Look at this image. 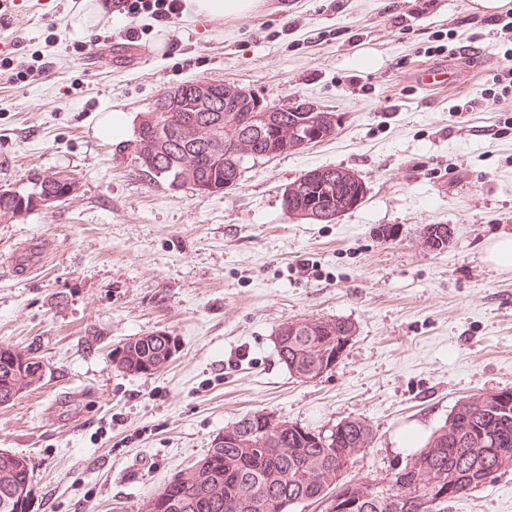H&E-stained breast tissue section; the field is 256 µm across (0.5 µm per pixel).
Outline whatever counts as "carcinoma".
<instances>
[{
	"label": "carcinoma",
	"mask_w": 512,
	"mask_h": 512,
	"mask_svg": "<svg viewBox=\"0 0 512 512\" xmlns=\"http://www.w3.org/2000/svg\"><path fill=\"white\" fill-rule=\"evenodd\" d=\"M183 84L180 104L168 112L163 128L147 130L136 137L138 175L150 184L164 181L172 186L189 170L206 193L222 192L239 185L248 160L272 158L290 149L299 130L313 133L317 143L335 133L333 112L305 111L306 103L293 109L260 112L247 120L244 101L215 98L203 106L195 102L193 87ZM200 130V137L187 141L182 128ZM224 144H211L217 129ZM70 176L58 173L36 177V192L42 197L66 193ZM365 185L355 173L340 167L310 169L284 189L282 205L291 219L305 220L316 213L320 222L331 223L358 207ZM21 200L9 188L0 190V217L14 211ZM446 224L423 227V242L444 244ZM355 324L345 318L288 319L278 326L275 348L288 372L302 382L314 380L336 352L356 335ZM143 349L129 350L115 362L125 373L145 374L163 370L169 359L164 342L138 337ZM0 347V405L16 398L18 355ZM338 433L322 432L298 423L274 435L257 434L258 413L245 416L224 428L193 470L171 480L159 492L136 503L133 512H291L303 502L321 503L331 491L344 488L353 508L349 512H403L417 488L433 490L446 484L459 494L477 491L512 468V397L504 392L476 393L457 400L448 421L437 429L409 462L391 473L387 495L376 484L345 479L355 456L374 439L371 424L349 417L336 424ZM31 464L24 456L0 449V512L31 508Z\"/></svg>",
	"instance_id": "cac0c4a2"
}]
</instances>
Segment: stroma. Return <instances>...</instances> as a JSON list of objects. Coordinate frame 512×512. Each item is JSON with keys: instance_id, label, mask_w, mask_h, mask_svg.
Wrapping results in <instances>:
<instances>
[{"instance_id": "35a3bbf8", "label": "stroma", "mask_w": 512, "mask_h": 512, "mask_svg": "<svg viewBox=\"0 0 512 512\" xmlns=\"http://www.w3.org/2000/svg\"><path fill=\"white\" fill-rule=\"evenodd\" d=\"M383 5L259 0L245 16L185 11L167 27L115 13L82 35L83 0H14L0 25V186L28 192L56 171L77 182L69 199L0 221V346L35 350L47 368L0 406V448L33 464L31 512H131L259 410L323 431L365 418L375 436L348 476L378 479L410 459L397 444L410 426L430 437L459 398L512 390V270L485 260L512 232V98L456 112L413 82L423 31L452 28L454 46L471 37L462 0H435L408 26ZM130 26L139 53L120 67ZM476 48L459 83L487 88L504 47L487 32ZM42 55L49 74L20 78ZM214 77L336 113V133L255 163L230 191L143 182L131 151L142 113ZM384 99L391 111H377ZM113 109L129 126L106 138L98 123ZM321 166L356 173L363 203L329 224L288 218L285 187ZM427 224L449 226L442 251L422 249ZM35 242L49 245L47 265L16 276L11 255ZM312 316L349 319L357 334L331 372L302 383L273 340ZM155 330L180 343L166 368L118 371L111 347ZM72 392L82 403L45 417ZM447 512H512V472Z\"/></svg>"}]
</instances>
